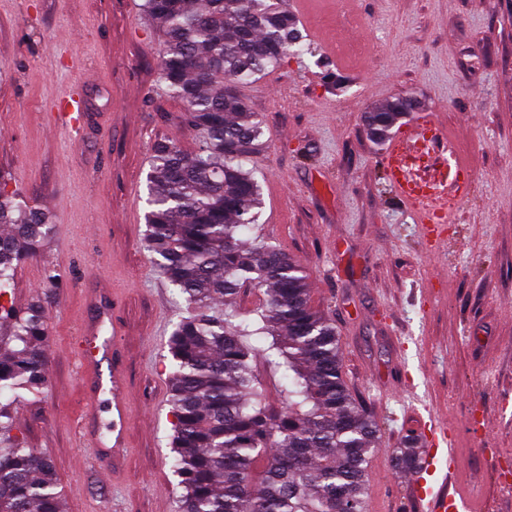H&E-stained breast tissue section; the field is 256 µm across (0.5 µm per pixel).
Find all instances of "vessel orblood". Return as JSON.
<instances>
[{
  "mask_svg": "<svg viewBox=\"0 0 512 512\" xmlns=\"http://www.w3.org/2000/svg\"><path fill=\"white\" fill-rule=\"evenodd\" d=\"M54 109L55 123L69 131H83L89 124L82 85H74L57 97ZM423 151L428 154L433 175H419L411 168L412 158ZM382 158L392 192L421 225L428 248L442 247L441 227L455 223L457 207L469 197L475 181L472 165L458 151L456 132L433 116L422 115L400 126L385 142ZM88 304L94 313L85 321L81 334L88 338L90 348L81 354L80 364L87 388L93 394L107 395L110 417L105 430L88 426L84 435L99 455L107 458L125 446L127 385L114 360L117 329L112 322L111 290H92ZM427 441L422 474L415 480L417 499L426 512H480L481 500L457 483V434L434 422Z\"/></svg>",
  "mask_w": 512,
  "mask_h": 512,
  "instance_id": "obj_1",
  "label": "vessel or blood"
}]
</instances>
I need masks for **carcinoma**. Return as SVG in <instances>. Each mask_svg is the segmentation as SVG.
I'll use <instances>...</instances> for the list:
<instances>
[{"mask_svg":"<svg viewBox=\"0 0 512 512\" xmlns=\"http://www.w3.org/2000/svg\"><path fill=\"white\" fill-rule=\"evenodd\" d=\"M160 37L158 77L184 107L200 145L151 152L146 243L189 308L169 350L176 512H366L380 426L352 397L336 324L309 303L307 274L280 246L249 237L262 199L263 122L240 88L299 55L306 38L286 0H142ZM408 96L366 114L382 145ZM39 208L0 187V512H65L52 461L17 433L14 411L44 388L45 308L5 303L15 263L50 237ZM263 289L242 312V289ZM280 380L271 404L256 360ZM413 474L421 452L395 450Z\"/></svg>","mask_w":512,"mask_h":512,"instance_id":"obj_1","label":"carcinoma"}]
</instances>
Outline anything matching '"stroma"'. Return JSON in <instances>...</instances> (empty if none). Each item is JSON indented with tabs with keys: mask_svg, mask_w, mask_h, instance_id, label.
Returning a JSON list of instances; mask_svg holds the SVG:
<instances>
[{
	"mask_svg": "<svg viewBox=\"0 0 512 512\" xmlns=\"http://www.w3.org/2000/svg\"><path fill=\"white\" fill-rule=\"evenodd\" d=\"M140 2L0 0V184L55 226L13 279L14 306L42 300L47 323V382L16 424L51 458L66 512H173L180 491L168 342L186 306L146 248L147 173L154 142L192 151L198 136L158 82ZM298 24L363 53L344 60L314 41L243 88L265 130L256 235L301 260L313 308L336 323L343 377L380 425L370 498L417 512L394 451L422 440L434 415L460 429L463 486L512 512L493 489V462L512 451V0H310ZM332 73L348 78L344 91L328 89ZM79 80L100 114L83 143L46 117ZM405 94L459 129L476 173L447 248L432 254L363 122ZM91 276L112 290L129 389L127 446L108 479L79 432ZM478 410L481 438L465 428Z\"/></svg>",
	"mask_w": 512,
	"mask_h": 512,
	"instance_id": "obj_1",
	"label": "stroma"
}]
</instances>
